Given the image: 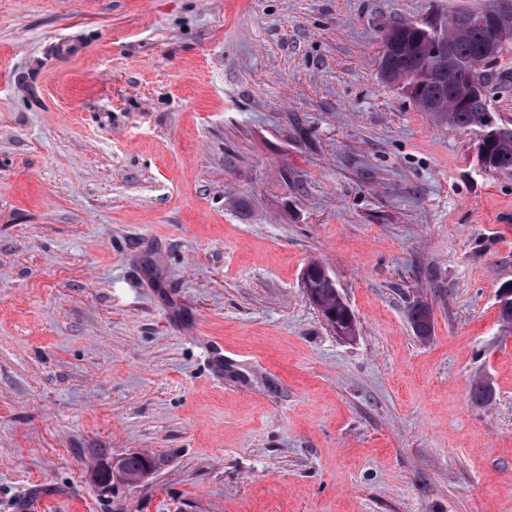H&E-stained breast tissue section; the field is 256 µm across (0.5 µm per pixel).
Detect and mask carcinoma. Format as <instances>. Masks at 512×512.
I'll return each mask as SVG.
<instances>
[{
	"instance_id": "carcinoma-1",
	"label": "carcinoma",
	"mask_w": 512,
	"mask_h": 512,
	"mask_svg": "<svg viewBox=\"0 0 512 512\" xmlns=\"http://www.w3.org/2000/svg\"><path fill=\"white\" fill-rule=\"evenodd\" d=\"M512 32V11L501 13L495 27L474 25L462 33L448 34L460 66L452 71H439L434 55L436 33L428 26L414 22H391L384 28V42L396 46L392 69L380 70L382 80L389 84L399 80L418 108L429 112L439 121L474 134L478 139L477 159L480 169L487 173H512V124L490 110L484 92L479 90L467 66L482 57L484 46L498 30ZM313 289L321 305L334 313L337 321L346 318L339 306L336 289L320 278ZM410 323L419 337L431 336L432 314L428 306L418 304L410 310ZM122 467L131 479H140L153 468V460L142 454L123 459Z\"/></svg>"
}]
</instances>
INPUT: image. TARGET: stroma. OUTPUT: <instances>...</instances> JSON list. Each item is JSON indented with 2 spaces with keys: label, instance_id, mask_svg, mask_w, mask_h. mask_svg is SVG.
Returning a JSON list of instances; mask_svg holds the SVG:
<instances>
[{
  "label": "stroma",
  "instance_id": "35a3bbf8",
  "mask_svg": "<svg viewBox=\"0 0 512 512\" xmlns=\"http://www.w3.org/2000/svg\"><path fill=\"white\" fill-rule=\"evenodd\" d=\"M485 5L0 0V512H512V174L379 68ZM314 283L318 288H313V293L321 305L326 308L327 311L334 313L337 321H343L346 318L345 310L339 306L338 302L340 301L345 308H348V306L341 300L338 301L336 288H331V284L321 278L316 279ZM410 323L417 336H431L432 314L430 308L425 304L415 305L410 310Z\"/></svg>",
  "mask_w": 512,
  "mask_h": 512
}]
</instances>
